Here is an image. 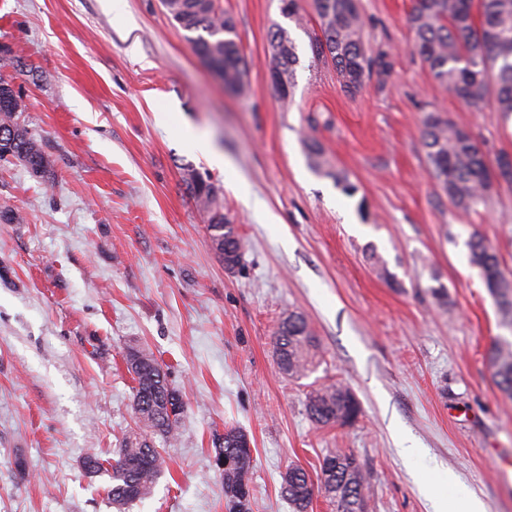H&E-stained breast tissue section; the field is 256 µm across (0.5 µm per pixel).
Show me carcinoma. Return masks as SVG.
Here are the masks:
<instances>
[{
  "label": "carcinoma",
  "instance_id": "cac0c4a2",
  "mask_svg": "<svg viewBox=\"0 0 512 512\" xmlns=\"http://www.w3.org/2000/svg\"><path fill=\"white\" fill-rule=\"evenodd\" d=\"M283 17L297 26L305 23L300 0H280ZM168 18L182 30L197 33L188 37L193 53L215 65L224 88L233 93L245 90L248 61L241 49L236 26L218 0H161ZM318 28L309 33L314 59L331 65L343 88L358 92L372 75L386 76L391 70L390 54L372 51L362 40L363 20L357 0H312ZM408 25L414 34L413 50L434 79L448 87L464 104L479 109L492 100L497 110L512 116V0H412ZM272 87L286 102L299 64L296 45L288 29L280 25L268 36ZM25 105L11 82L0 78V160H17L34 176L45 174L47 158L38 141L21 123ZM423 146L431 177L463 210L484 203L493 179L512 181V160L502 155L487 160L472 132L440 112L431 111L423 120ZM312 168L343 184L352 196L356 187L346 178L324 171L323 150L312 139L308 143ZM185 182L196 204L206 214L207 230L224 267L240 263L243 242L233 220L219 203V188L195 170ZM471 261L483 274L503 322L512 325V280L500 267L499 257L478 234L469 241ZM276 350L280 370L291 378H302L313 370L316 340L306 319L288 315L277 331ZM488 361L499 390L512 398V343H495ZM125 363L135 382L133 410L135 428L126 433L117 459L109 463L111 484L107 496L121 508L148 497L164 471L165 458L155 437L170 443L179 435L185 410L180 392L152 353L138 346L126 348ZM306 408L318 426L341 423L346 414L358 415L359 405L351 391L339 383L321 384L307 394ZM248 436L236 427L224 428L216 441L215 458L230 459L222 471L226 512H251V479L254 469ZM281 493L295 512H308L313 498L324 496L336 512H367L368 478L351 453L324 457L317 477L299 465L287 469Z\"/></svg>",
  "mask_w": 512,
  "mask_h": 512
}]
</instances>
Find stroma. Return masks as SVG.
<instances>
[{
  "label": "stroma",
  "mask_w": 512,
  "mask_h": 512,
  "mask_svg": "<svg viewBox=\"0 0 512 512\" xmlns=\"http://www.w3.org/2000/svg\"><path fill=\"white\" fill-rule=\"evenodd\" d=\"M221 5L249 63L242 95L214 79L160 0H0V56L21 58L0 76L20 90L50 162L42 179L0 162V207L22 217L0 223V512H225L213 441L228 426L254 450L252 512H293L280 494L288 464L314 475L336 451L368 472L367 512H431L421 485L452 474L488 512H512V399L486 361L512 328L468 248L480 234L512 275V184L457 208L421 140L426 113L442 112L493 162L512 155V117L466 107L433 79L412 50V0H359L363 40L393 68L355 93L314 61L313 11L302 29L279 0ZM278 24L299 55L285 102L269 76ZM185 124L220 147L223 166L185 146ZM311 137L331 175L311 168ZM191 168L220 188L245 243L235 271L186 189ZM292 312L320 343L302 379L274 354ZM131 341L164 365L186 408L152 494L119 511L107 471L81 463L111 459L135 425ZM336 381L360 414L317 426L306 396ZM400 434L420 460L399 455Z\"/></svg>",
  "instance_id": "35a3bbf8"
}]
</instances>
